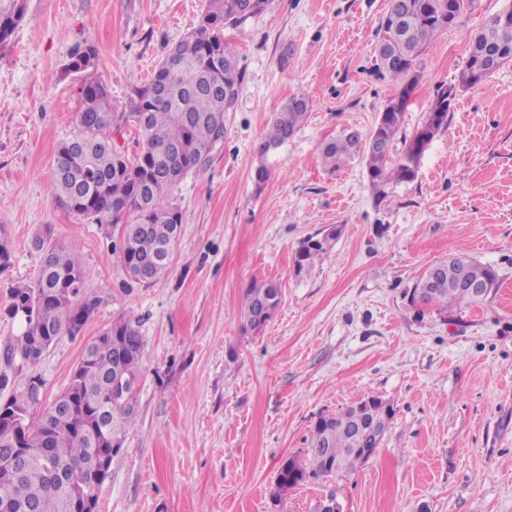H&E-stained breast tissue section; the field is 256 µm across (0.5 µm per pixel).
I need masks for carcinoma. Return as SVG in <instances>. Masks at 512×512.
<instances>
[{"instance_id": "carcinoma-1", "label": "carcinoma", "mask_w": 512, "mask_h": 512, "mask_svg": "<svg viewBox=\"0 0 512 512\" xmlns=\"http://www.w3.org/2000/svg\"><path fill=\"white\" fill-rule=\"evenodd\" d=\"M271 0H209L198 26L162 60L150 82L134 91L127 111L114 112L106 87L88 77L79 87L81 108L77 133L58 147L53 159L50 197L58 205L96 224L124 223L123 266L139 283L153 284L169 273L170 257L183 224L182 213L170 201L181 179L200 171L216 146L224 141V113L233 110L243 80L234 48L224 40V29L237 26L262 12ZM467 0H389L379 23L377 68L396 83L378 122L365 139L344 131L321 149L323 166L331 174L347 160L362 154L373 189L383 194L391 183L415 177L429 143L445 128L452 100L441 91L424 124L404 140L396 141L405 122L411 94L418 83L416 61L434 37L459 22ZM23 0H0V43L23 18ZM497 52L500 63L512 61V28L491 18L470 39L468 62L477 54ZM96 53L88 48L72 54L66 71L84 73L95 67ZM307 111L304 95L296 94L276 113L264 148L277 147L299 129ZM132 124L144 136L142 150L130 157L112 142V131ZM336 237L332 230L319 239L309 238L294 257L295 273H308ZM35 244L45 249L38 276L30 284L10 290L7 315L24 323L21 349L10 350L8 360L20 358L30 365L42 349L59 337L78 335L96 300L88 294L91 273L78 252L47 245V235ZM436 279L414 284L411 303L439 314L490 300L497 287L493 268L474 258L458 255L433 265ZM480 281L489 291L476 296L462 287ZM280 304V288L273 281L253 285L243 301L247 324L262 326ZM145 344L139 321L120 317L90 341L76 365L66 390L46 404L34 395L38 378L13 382L4 376L0 388L13 384L12 394L0 403V414L23 411L25 427L15 430L0 418V512H83L77 498L95 488V449L103 430L119 436L135 423L136 388L120 399L119 408L105 410L107 389L114 367L139 377ZM355 404L315 423L309 447L301 456L286 458L276 479L282 497L308 478L349 475L368 457L354 440ZM45 463L41 470H10L13 450Z\"/></svg>"}]
</instances>
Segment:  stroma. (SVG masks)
<instances>
[{
    "mask_svg": "<svg viewBox=\"0 0 512 512\" xmlns=\"http://www.w3.org/2000/svg\"><path fill=\"white\" fill-rule=\"evenodd\" d=\"M0 45V354L21 333L9 290L36 278L49 241L77 246L97 305L79 336L38 363L0 357V375L40 377L44 401L68 385L86 342L123 315L140 319L146 361L137 419L112 459L97 512H512V62L458 88L469 35L506 0H468L460 22L420 56L403 135L439 89L458 92L448 125L415 178L372 190L362 156L332 175L322 145L345 129L369 135L395 86L376 69L389 0H272L224 36L243 73L223 143L172 200L183 216L170 272L130 280L121 225L100 226L49 195L58 146L77 128L80 75L116 112L200 22L208 0H24ZM307 117L279 147L266 133L288 99ZM268 176L257 180L256 170ZM335 232L309 274L294 256ZM465 254L498 273L488 303L445 317L410 291L432 264ZM275 281L281 302L260 329L242 315L247 288ZM394 408L376 453L355 473L300 484L273 503L283 459L302 454L315 422L364 396Z\"/></svg>",
    "mask_w": 512,
    "mask_h": 512,
    "instance_id": "35a3bbf8",
    "label": "stroma"
}]
</instances>
